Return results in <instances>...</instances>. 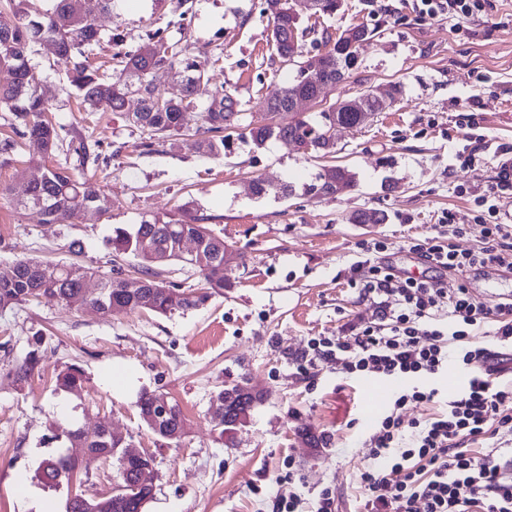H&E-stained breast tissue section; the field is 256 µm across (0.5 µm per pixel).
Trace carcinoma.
Instances as JSON below:
<instances>
[{
    "instance_id": "cac0c4a2",
    "label": "carcinoma",
    "mask_w": 512,
    "mask_h": 512,
    "mask_svg": "<svg viewBox=\"0 0 512 512\" xmlns=\"http://www.w3.org/2000/svg\"><path fill=\"white\" fill-rule=\"evenodd\" d=\"M112 0H50L46 9L36 7L35 0H0V112H7L11 126L26 141L38 142V156L48 162L44 166L42 180L35 183L19 182L11 190L17 204L37 207L46 224H63L79 210L93 207L106 214L112 207L111 200L97 184L94 176H75L69 167L55 160L61 137L57 127L46 118L47 101L39 92L38 81L31 64L34 47L52 42L57 47V57L63 61L69 73L71 86L76 89L82 103L90 111H125L127 98L138 96L139 108L128 120L148 132L149 140L141 147L154 151L185 129V114L201 95V86L208 82V60H199L187 53L180 42L165 40L157 34L135 51L112 54V73L99 72L89 62V52L100 43L101 33L94 24L97 13L111 7ZM261 14L272 21L271 38L281 62L295 67L294 79L279 91L263 98L259 107L265 120L260 124L243 123L245 104L233 94L216 88L207 96L202 111L203 132L199 150L208 156L224 153V131L242 128L256 146L271 140L291 138L297 142L298 152L304 155L333 152L335 139L325 135L334 124L345 128L365 125L378 108L366 97V111L353 109L346 101L320 112L293 111V97L305 95L318 99L321 88L349 78L357 69V41L371 35L362 25L343 30L338 36L326 35L327 50L313 56L305 55L306 37L315 32L300 25L297 0H264ZM164 66L177 68L179 81L166 95L155 94L150 81L152 72ZM99 143L76 134L69 140L65 157H73L78 166L92 173L105 163L98 151ZM338 178L345 189L354 187V174L345 167L334 166L326 174H318L315 181L305 187V193L317 196L331 195L324 176ZM204 217L189 208L181 211V217L169 224H153L143 220L131 229L117 227L109 240L115 255L129 254L140 259L142 266L137 279L145 290L168 288L159 292L151 311L166 315L178 310L205 305L215 294L224 293V237L203 223ZM184 237L199 240L207 265L198 267L203 277L199 288L184 291L175 284H163L154 270L152 254L167 249L170 260L190 264L184 256L180 241ZM123 271L117 267L112 275L101 278L105 288L90 301L102 306L112 304L130 306L138 310L137 299L127 293L121 281ZM96 277V273L76 263L61 264L51 261L23 259L0 267V309L39 299L53 297L62 304L73 307L82 292L84 281ZM37 366L36 350L15 365L14 376L26 381L34 376ZM84 372L78 366H69L59 372L55 389L67 393L84 389ZM186 424L185 417L175 403L154 425H148L157 437L168 439L179 425ZM71 436L85 448L81 457L60 454L47 460L42 468V479L51 486L71 485L73 476L93 462L111 461L116 464L117 488L104 497H88L77 491L69 499L67 512H144L145 504L152 496L153 487L139 486L136 473L140 465H147L150 458L137 463H124L121 456L123 444L110 434H85L80 431Z\"/></svg>"
}]
</instances>
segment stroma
<instances>
[{"label": "stroma", "instance_id": "1", "mask_svg": "<svg viewBox=\"0 0 512 512\" xmlns=\"http://www.w3.org/2000/svg\"><path fill=\"white\" fill-rule=\"evenodd\" d=\"M262 0H112L94 23L104 40L97 60L133 51L158 31L189 54L214 58L211 87H222L263 114L260 97L292 78L278 58ZM364 24L372 36L358 48L359 66L345 82L326 86L332 104L363 89L379 93L400 84L395 103L373 121L336 133V151L307 159L295 147L256 146L231 132L218 157L203 155L189 109L185 135L153 153L142 130L115 112H87L70 93L63 65L47 46L32 58L39 86L62 137L83 134L101 143L106 168L98 178L112 199L105 218L81 212L63 224L15 202L16 182L40 177L29 153L0 158V266L20 259L76 262L104 275L119 265L134 273L136 258L114 257L106 241L114 226L171 220L190 204L223 235L230 261L227 286L202 307L158 315L150 311L68 308L55 299L0 310V512H20L16 480L26 475L48 500L65 507L67 488L45 486V461L68 446L74 427L102 425L155 459L153 495L144 512H272L273 501L296 493L313 512L319 492L336 493L339 512H358L357 482L370 460L364 446L378 422L366 413L361 379L319 360L299 371L310 339L340 336L350 326L377 322L373 298L361 297L357 262L371 260L419 275L411 241L430 236L443 212L469 225L463 249L483 244L474 224L475 199L495 181L502 149L512 148V0H487L478 15L432 18L407 0H343L317 29L339 34ZM118 44H111L110 36ZM347 167L356 185L336 198L304 192L323 166ZM290 182L292 195L253 196L252 179ZM379 211L380 224H355L360 211ZM442 287L466 285L479 299L512 292V269L484 268L468 276L447 272ZM42 333L34 376L17 382L15 364ZM86 377L82 396L55 392L67 366ZM137 378L132 392L113 389V366ZM248 380L264 394L248 424L221 437L208 413L213 391ZM179 404L186 430L156 438L141 422V391ZM319 437L311 447L303 432Z\"/></svg>", "mask_w": 512, "mask_h": 512}]
</instances>
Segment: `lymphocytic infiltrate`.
<instances>
[{
  "instance_id": "1",
  "label": "lymphocytic infiltrate",
  "mask_w": 512,
  "mask_h": 512,
  "mask_svg": "<svg viewBox=\"0 0 512 512\" xmlns=\"http://www.w3.org/2000/svg\"><path fill=\"white\" fill-rule=\"evenodd\" d=\"M512 190V169L501 167L476 216L485 241L479 249L458 248L466 225L443 213L451 237L415 240L410 250L430 269L463 273L471 268L512 267V225L497 220L501 194ZM364 295L378 299L381 321L351 327L336 338H313L309 350L335 360L343 374L385 378L435 375L458 359L472 376L444 411L405 430L402 410L438 398L434 387L413 386L396 393L389 411L365 442L372 466L358 481L365 491L363 512H512V448L473 455L466 444L496 436L512 437V387L491 379L486 362L493 348L470 344L472 327L493 324L494 347L512 351V302L487 305L466 287L455 293L433 281L400 276L372 265L361 279Z\"/></svg>"
}]
</instances>
